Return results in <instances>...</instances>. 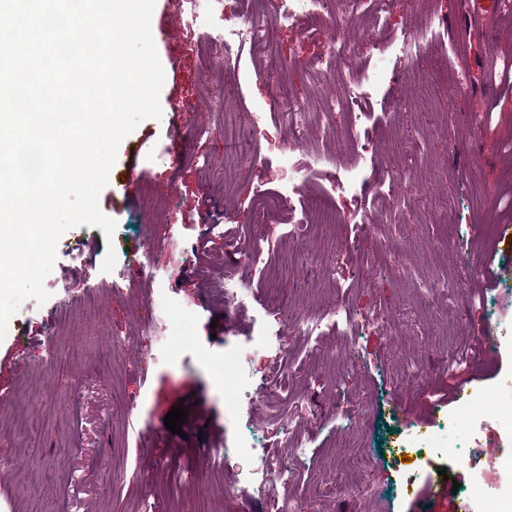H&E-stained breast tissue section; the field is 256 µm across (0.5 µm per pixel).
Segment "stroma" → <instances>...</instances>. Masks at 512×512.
<instances>
[{"label":"stroma","instance_id":"35a3bbf8","mask_svg":"<svg viewBox=\"0 0 512 512\" xmlns=\"http://www.w3.org/2000/svg\"><path fill=\"white\" fill-rule=\"evenodd\" d=\"M182 16V0H156L151 26L171 32L155 43L162 116L143 120L119 146L113 171L138 173L130 199L113 202L108 187L99 195L117 224L113 239L98 227L66 231L44 281L48 300H24L0 340V387L10 390L0 403L10 430L0 435L8 460L0 512H272L251 487L241 440L282 442L285 419L304 445L284 458L280 496L292 512H436L443 492L468 512H512V483L475 488L489 467L487 445L512 456V428L481 426L483 416L512 413V249L497 245L501 225H512V14L494 10L474 26L462 0H391L381 20L363 7L356 24L382 32L362 54L378 72L362 90L363 117L339 108L330 126L311 124L292 169L283 163L288 129L269 104L285 88L310 113L323 112L346 95L344 63L311 76L300 61L323 54L326 39L285 25L271 30L265 58L236 46L206 65L199 51L209 27ZM427 16L439 25L435 37L420 59L401 65L396 46ZM228 84L235 96L215 111L212 97ZM395 97L404 111H388ZM250 112L268 118L245 165L225 144L230 114ZM404 133L412 189L374 178ZM336 153L366 179L363 193L332 190L323 160ZM291 180L335 211V233L308 224L300 208L302 233L265 225L243 260L225 227L252 238L261 193ZM378 193L403 201L396 218L372 210ZM146 227L172 243L152 279L129 262ZM388 240L403 252L374 264ZM77 251L89 264L73 267ZM110 251L117 262L105 273ZM228 268L256 296L249 311L224 307ZM440 280L448 332L467 342L466 361L452 368L434 344L425 290ZM269 287L294 315L342 304L375 323L353 335L342 326L291 333L278 352L259 333L284 321L264 303ZM69 296L78 303L67 308ZM480 326L497 339L498 358H482ZM233 351L257 381L231 407L217 364ZM280 357L288 396L262 403L258 380ZM178 404L187 420L177 435L164 417ZM28 414L40 419L38 433L25 434ZM210 448L229 452L228 467L210 483L194 481Z\"/></svg>","mask_w":512,"mask_h":512}]
</instances>
